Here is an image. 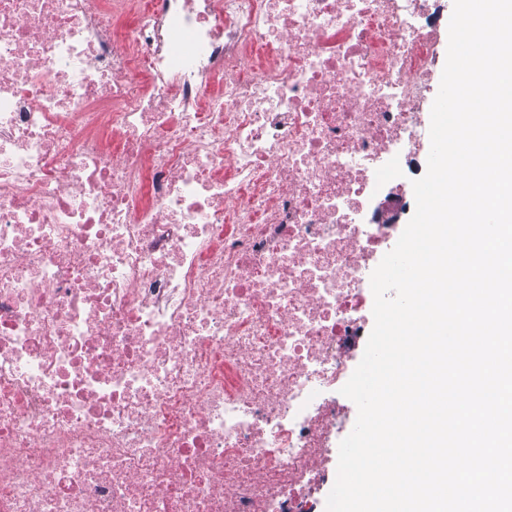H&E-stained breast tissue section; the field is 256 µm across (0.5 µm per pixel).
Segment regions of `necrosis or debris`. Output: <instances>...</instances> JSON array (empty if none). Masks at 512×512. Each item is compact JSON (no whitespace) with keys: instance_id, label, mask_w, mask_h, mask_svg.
<instances>
[{"instance_id":"1","label":"necrosis or debris","mask_w":512,"mask_h":512,"mask_svg":"<svg viewBox=\"0 0 512 512\" xmlns=\"http://www.w3.org/2000/svg\"><path fill=\"white\" fill-rule=\"evenodd\" d=\"M437 0H0V512H306Z\"/></svg>"}]
</instances>
